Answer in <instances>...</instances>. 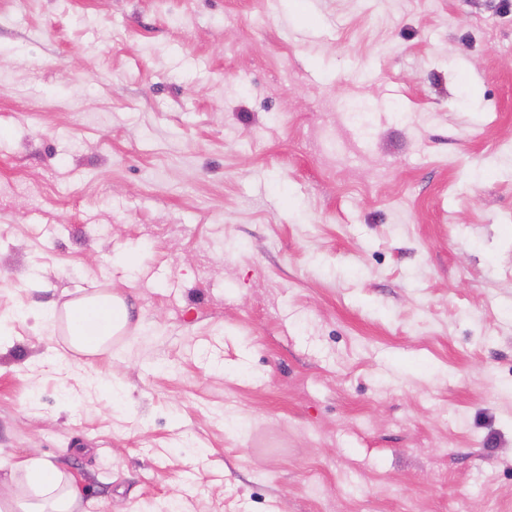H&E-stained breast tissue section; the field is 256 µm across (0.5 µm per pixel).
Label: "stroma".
<instances>
[{
  "label": "stroma",
  "instance_id": "1",
  "mask_svg": "<svg viewBox=\"0 0 512 512\" xmlns=\"http://www.w3.org/2000/svg\"><path fill=\"white\" fill-rule=\"evenodd\" d=\"M18 307L0 458L86 512H512V0H0ZM128 314L124 299L112 293L76 301L65 313L70 331L68 349L88 355L100 353L107 339L125 326Z\"/></svg>",
  "mask_w": 512,
  "mask_h": 512
}]
</instances>
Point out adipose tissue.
Here are the masks:
<instances>
[{"instance_id":"ef3b65f1","label":"adipose tissue","mask_w":512,"mask_h":512,"mask_svg":"<svg viewBox=\"0 0 512 512\" xmlns=\"http://www.w3.org/2000/svg\"><path fill=\"white\" fill-rule=\"evenodd\" d=\"M128 314L124 299L112 293L76 301L65 313L68 349L100 353L107 339L125 326ZM82 496L75 478L53 464L0 460V512H79Z\"/></svg>"}]
</instances>
